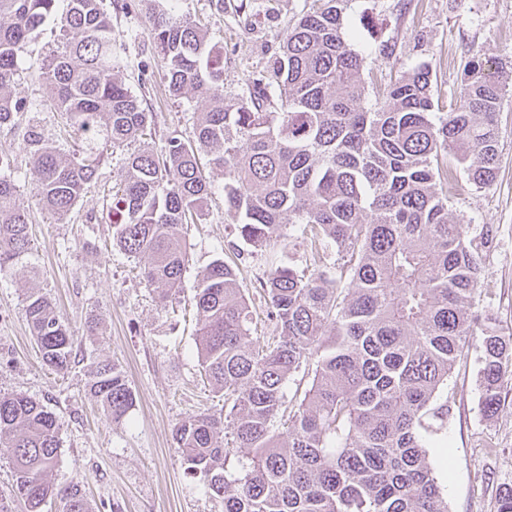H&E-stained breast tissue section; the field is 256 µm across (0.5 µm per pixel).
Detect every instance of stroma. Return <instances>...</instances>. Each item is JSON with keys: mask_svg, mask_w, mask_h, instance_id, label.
<instances>
[{"mask_svg": "<svg viewBox=\"0 0 512 512\" xmlns=\"http://www.w3.org/2000/svg\"><path fill=\"white\" fill-rule=\"evenodd\" d=\"M313 0H135L113 7L112 40L121 49L120 75L146 99L154 114L149 144L190 135L207 101L168 95L167 65L151 38L152 10L175 7L202 20L210 46L224 55V97L236 101L256 66L277 57L289 28ZM344 24L364 58L362 79L378 96L403 72L428 66L434 95L448 105L459 92L461 72L473 50L512 71V0H348ZM54 24L31 41L26 75L14 99L32 103L21 128L0 127V149L12 151L19 194L31 210V252L0 277V392H21L51 409L58 421L61 455L50 478L81 482L92 512H224L221 499L189 475L173 440L175 425L188 416L224 412V397L201 375L193 316L198 277L215 259L229 258L236 218L224 208V176L215 171L200 224L180 246L189 262L179 290L160 301L143 280L140 262L112 245V227L102 219L106 197L134 145L108 148L96 183L73 210L56 215L36 205V175L23 144L24 127L71 159L79 146L60 136L62 117L51 110L52 90L38 81L57 44ZM500 161L493 182L448 195V210L469 224L471 234L490 231L473 308L493 318L512 339V95L499 115ZM31 288L52 301L74 333L75 361L60 376L42 362L23 311ZM122 367L136 393L122 421H112L86 383L95 364ZM481 352L465 350L440 398L448 403V427L427 451L433 466L452 460L439 481L448 512H496L501 493L512 488V384L505 386L494 416L480 404Z\"/></svg>", "mask_w": 512, "mask_h": 512, "instance_id": "stroma-1", "label": "stroma"}]
</instances>
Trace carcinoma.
<instances>
[{
    "instance_id": "obj_1",
    "label": "carcinoma",
    "mask_w": 512,
    "mask_h": 512,
    "mask_svg": "<svg viewBox=\"0 0 512 512\" xmlns=\"http://www.w3.org/2000/svg\"><path fill=\"white\" fill-rule=\"evenodd\" d=\"M289 29L277 60L253 75L249 95L224 98V59L201 24L171 10L150 19L167 63L169 95L206 100L192 135L160 151L131 154L113 187L112 243L146 259L141 276L165 300L179 287L185 226L214 194L206 169L224 173V207L237 218L236 260H216L195 295L198 354L209 383L224 393L223 417L190 416L174 427L189 474L224 502V512H448L425 438L441 432L436 403L455 362L482 353L481 406L493 415L512 382L496 326H476L470 300L489 244L448 212V179L463 172L491 183L500 152L497 115L509 92L499 66L476 51L461 91L435 111L423 66L367 102L362 56L348 39L345 0H316ZM0 0V126H17L25 105L12 87L31 34L53 19L59 39L36 78L53 85L56 111L82 138L112 146L142 140L152 113L115 73L112 15L103 0ZM42 208L67 214L102 164V153L67 161L33 129L25 132ZM14 160L0 152V276L31 250L29 207L19 199ZM298 228L304 264L271 256L261 284L276 336H251L241 285L243 255L287 244ZM27 324L45 366L66 373L73 336L45 295L25 297ZM316 359L295 410L284 385ZM113 421L135 401L125 372L102 361L87 381ZM250 449L234 471L231 458ZM0 453L27 512L47 500L91 512L81 485H56L59 425L41 402L0 393Z\"/></svg>"
}]
</instances>
